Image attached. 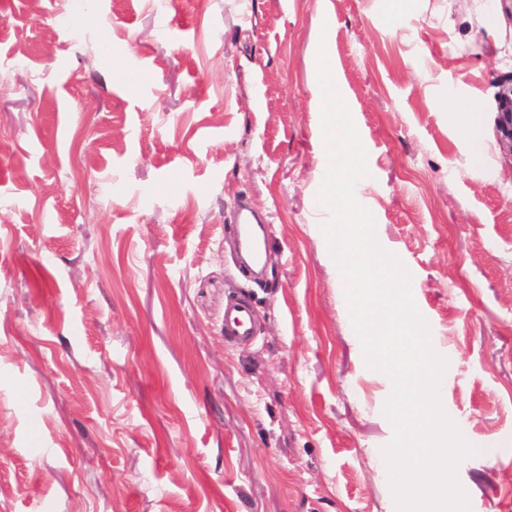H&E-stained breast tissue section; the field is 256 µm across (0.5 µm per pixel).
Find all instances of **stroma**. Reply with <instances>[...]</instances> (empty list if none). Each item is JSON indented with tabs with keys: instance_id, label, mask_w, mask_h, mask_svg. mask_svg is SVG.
I'll return each instance as SVG.
<instances>
[{
	"instance_id": "35a3bbf8",
	"label": "stroma",
	"mask_w": 512,
	"mask_h": 512,
	"mask_svg": "<svg viewBox=\"0 0 512 512\" xmlns=\"http://www.w3.org/2000/svg\"><path fill=\"white\" fill-rule=\"evenodd\" d=\"M322 43L367 151L355 195L448 360L470 512H512L501 0H0V512H395L392 384L322 231ZM455 97L482 164L438 109ZM234 295L247 345L224 341ZM461 133L468 146L470 156L474 161H479L482 157L484 148L481 125L477 122L463 125L461 126ZM237 233L247 245L250 251L251 261L255 266H263V249L265 250V236L258 238L252 228V220L247 212H243L239 218Z\"/></svg>"
}]
</instances>
